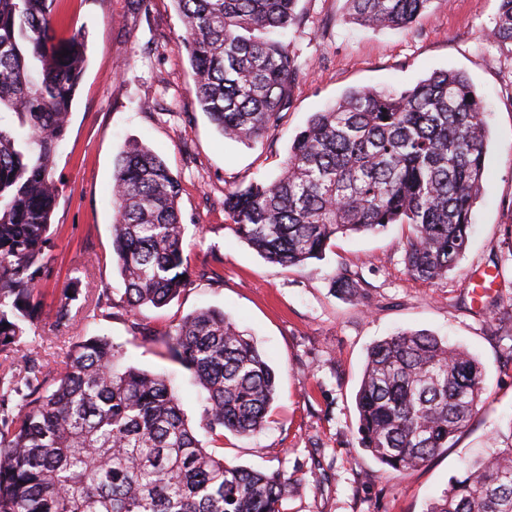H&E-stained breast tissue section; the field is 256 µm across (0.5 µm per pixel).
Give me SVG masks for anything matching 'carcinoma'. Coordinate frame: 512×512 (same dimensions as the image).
Instances as JSON below:
<instances>
[{
    "label": "carcinoma",
    "mask_w": 512,
    "mask_h": 512,
    "mask_svg": "<svg viewBox=\"0 0 512 512\" xmlns=\"http://www.w3.org/2000/svg\"><path fill=\"white\" fill-rule=\"evenodd\" d=\"M203 112L226 139L250 144L277 126L302 71L281 35L299 0H175ZM348 20L408 30L433 0H346ZM55 0H0V512H285L290 478L228 462L203 447L170 378L124 366L107 336L52 361L26 346L41 311L37 278L57 188L83 44L57 37ZM494 39L512 45V0ZM69 54H63V51ZM462 72L435 70L402 90L359 88L311 115L279 177L224 195L237 235L270 263L320 260L338 235L404 224L407 272L440 280L467 249L483 189L488 128ZM179 183L151 148L131 142L112 178L113 258L123 308L137 317L187 287ZM334 287L351 297L350 274ZM79 285L53 310L74 320ZM205 391L201 423L216 437L258 433L275 371L223 310L205 308L152 336ZM480 363L424 331L373 344L355 396L360 445L401 471L452 446L478 413ZM426 512H512V441L469 464Z\"/></svg>",
    "instance_id": "carcinoma-1"
}]
</instances>
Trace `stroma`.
Returning <instances> with one entry per match:
<instances>
[{"mask_svg": "<svg viewBox=\"0 0 512 512\" xmlns=\"http://www.w3.org/2000/svg\"><path fill=\"white\" fill-rule=\"evenodd\" d=\"M499 5L434 0L409 30L372 31L347 22L345 0H299L302 23L289 40L303 74L280 126L247 147L225 140L196 101L174 0H56L59 35H82L86 66L54 160L49 272L37 280L43 306L55 308L75 279L117 302L123 297L112 261L111 188L131 141L156 151L181 185L191 283L169 304L144 309L136 323L118 305L111 317H87V302L74 300L73 327L46 319L31 327L30 339L59 361L66 337L112 338L123 364L174 377L181 407L199 428V388L149 333L202 308L222 309L252 335L277 381L263 430L251 438L225 433V459L288 475L286 512H425L464 461L497 451L512 433V48L491 36ZM440 69L465 73L488 122L470 246L445 279L408 274L401 224L337 237L322 260L304 268L267 262L234 233L225 192L278 176L312 113L349 89H401ZM344 270L360 276L362 299L335 291ZM401 329L426 330L466 349L484 369L486 391L452 447L396 472L360 447L355 395L370 346ZM197 438L210 449L218 444L200 428Z\"/></svg>", "mask_w": 512, "mask_h": 512, "instance_id": "1", "label": "stroma"}]
</instances>
